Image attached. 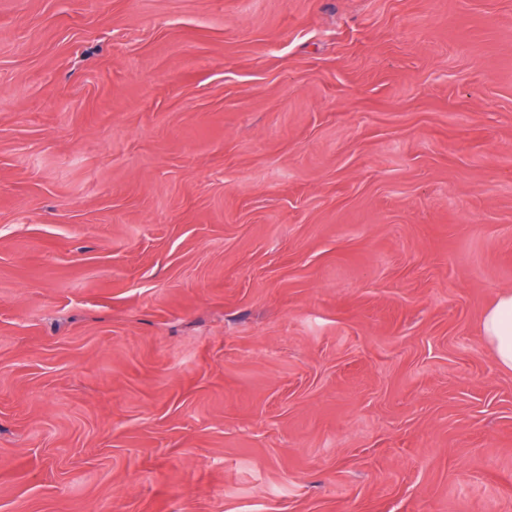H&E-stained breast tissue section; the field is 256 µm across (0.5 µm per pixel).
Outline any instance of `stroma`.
<instances>
[{
	"mask_svg": "<svg viewBox=\"0 0 512 512\" xmlns=\"http://www.w3.org/2000/svg\"><path fill=\"white\" fill-rule=\"evenodd\" d=\"M512 0H0V512H512ZM481 332L497 365L512 371V291L501 293L487 309L481 322Z\"/></svg>",
	"mask_w": 512,
	"mask_h": 512,
	"instance_id": "35a3bbf8",
	"label": "stroma"
}]
</instances>
